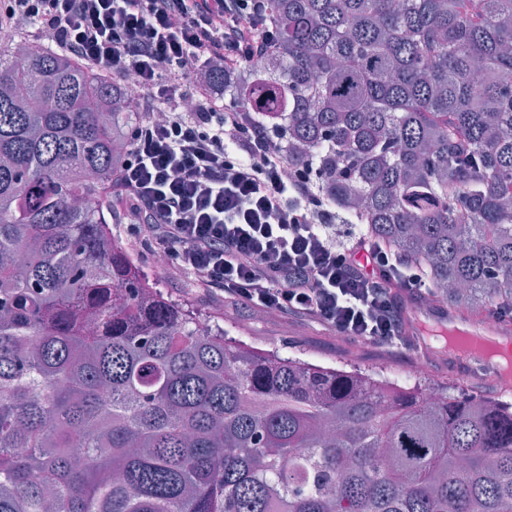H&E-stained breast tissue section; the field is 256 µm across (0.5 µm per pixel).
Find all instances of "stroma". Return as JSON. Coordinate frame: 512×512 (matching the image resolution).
Here are the masks:
<instances>
[{"mask_svg":"<svg viewBox=\"0 0 512 512\" xmlns=\"http://www.w3.org/2000/svg\"><path fill=\"white\" fill-rule=\"evenodd\" d=\"M111 230L113 241L126 251L141 276L167 298L192 309L197 318L210 319L212 324L223 327L228 337L250 349L265 353L286 351L313 364L358 372L388 384L410 387L421 383L454 396L467 394L512 403V393L500 391L491 379L468 380L462 372L449 368L444 354L424 358L411 347L355 342L278 316L229 312L221 292L199 289L187 277L156 274L151 254L131 238L126 219L115 218ZM420 362L425 363V372L412 376V367Z\"/></svg>","mask_w":512,"mask_h":512,"instance_id":"35a3bbf8","label":"stroma"}]
</instances>
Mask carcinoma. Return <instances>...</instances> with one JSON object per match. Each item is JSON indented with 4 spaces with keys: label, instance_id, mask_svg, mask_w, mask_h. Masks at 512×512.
I'll use <instances>...</instances> for the list:
<instances>
[{
    "label": "carcinoma",
    "instance_id": "carcinoma-1",
    "mask_svg": "<svg viewBox=\"0 0 512 512\" xmlns=\"http://www.w3.org/2000/svg\"><path fill=\"white\" fill-rule=\"evenodd\" d=\"M213 69L337 221L512 305V0H272ZM0 45V512H512V407L204 333L112 242L133 91Z\"/></svg>",
    "mask_w": 512,
    "mask_h": 512
}]
</instances>
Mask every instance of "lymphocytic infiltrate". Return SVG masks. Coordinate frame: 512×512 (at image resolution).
<instances>
[{
    "instance_id": "obj_1",
    "label": "lymphocytic infiltrate",
    "mask_w": 512,
    "mask_h": 512,
    "mask_svg": "<svg viewBox=\"0 0 512 512\" xmlns=\"http://www.w3.org/2000/svg\"><path fill=\"white\" fill-rule=\"evenodd\" d=\"M270 4L0 0V21L27 23L94 67L136 76L141 118L110 204L174 273L255 315L400 343L410 305L428 292L421 267L337 223L311 169L289 168L280 136L257 113L188 89L214 62L240 69L274 44ZM189 96L193 111H181Z\"/></svg>"
}]
</instances>
